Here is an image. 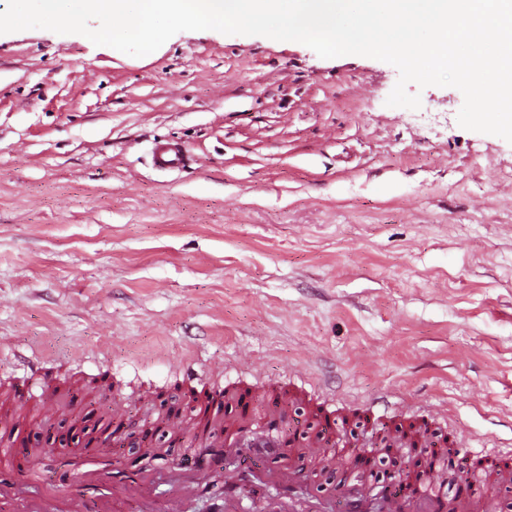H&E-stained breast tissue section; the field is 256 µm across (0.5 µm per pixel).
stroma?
I'll return each mask as SVG.
<instances>
[{
	"label": "stroma",
	"instance_id": "obj_1",
	"mask_svg": "<svg viewBox=\"0 0 512 512\" xmlns=\"http://www.w3.org/2000/svg\"><path fill=\"white\" fill-rule=\"evenodd\" d=\"M398 77L215 30L147 57L0 34V391L39 383L26 417L0 422V487L94 502L86 471L167 498L176 466L99 447L211 389L228 421L248 388L310 410L327 393L341 409L427 400L448 407L443 434L512 449V143L462 128L453 87L412 83L419 109L387 106ZM159 141L185 165L156 169ZM59 399L91 449L25 450ZM260 464L237 505L287 512L271 480L288 469L321 512L355 481ZM186 484L181 512H227L223 486Z\"/></svg>",
	"mask_w": 512,
	"mask_h": 512
}]
</instances>
